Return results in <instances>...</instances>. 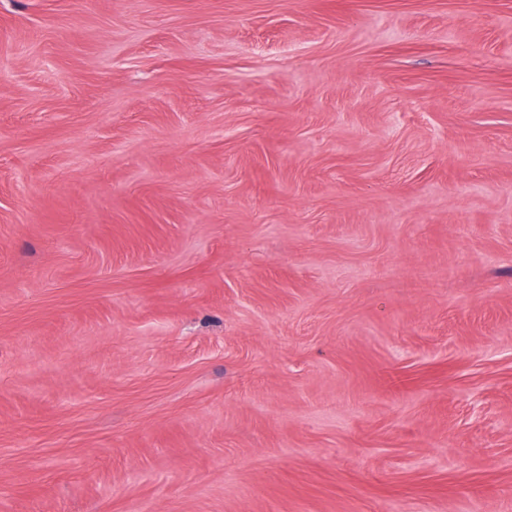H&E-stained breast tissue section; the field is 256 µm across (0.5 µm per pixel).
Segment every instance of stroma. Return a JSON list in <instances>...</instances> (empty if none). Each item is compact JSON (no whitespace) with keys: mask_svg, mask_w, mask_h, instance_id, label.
I'll return each instance as SVG.
<instances>
[{"mask_svg":"<svg viewBox=\"0 0 512 512\" xmlns=\"http://www.w3.org/2000/svg\"><path fill=\"white\" fill-rule=\"evenodd\" d=\"M0 512H512V0H0Z\"/></svg>","mask_w":512,"mask_h":512,"instance_id":"35a3bbf8","label":"stroma"}]
</instances>
